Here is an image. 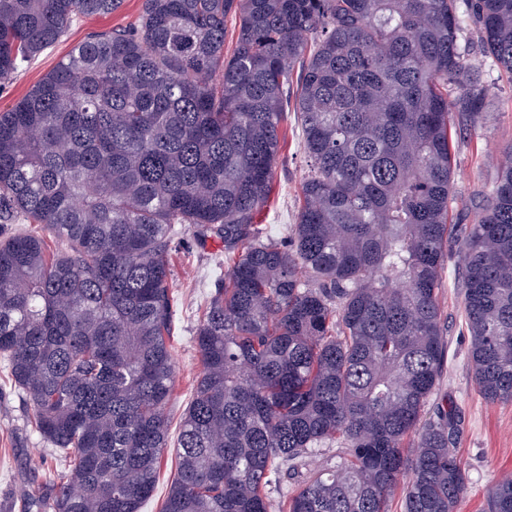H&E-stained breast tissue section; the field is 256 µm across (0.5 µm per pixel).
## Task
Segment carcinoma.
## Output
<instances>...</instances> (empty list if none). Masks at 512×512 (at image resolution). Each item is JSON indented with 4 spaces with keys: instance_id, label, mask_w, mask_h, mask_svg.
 Returning <instances> with one entry per match:
<instances>
[{
    "instance_id": "cac0c4a2",
    "label": "carcinoma",
    "mask_w": 512,
    "mask_h": 512,
    "mask_svg": "<svg viewBox=\"0 0 512 512\" xmlns=\"http://www.w3.org/2000/svg\"><path fill=\"white\" fill-rule=\"evenodd\" d=\"M123 0H0V78ZM239 21L224 55V21ZM512 74V0H143L136 30L75 45L0 113V359L60 453L28 491L49 512H143L169 446L177 225L228 264L195 328L202 364L159 512H271L327 445L336 465L282 512H455L438 300L454 114L491 89L459 40ZM311 169L288 240L267 206L288 100ZM474 383L512 403V149L461 255ZM488 512H512V479Z\"/></svg>"
}]
</instances>
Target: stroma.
Instances as JSON below:
<instances>
[{"instance_id":"1","label":"stroma","mask_w":512,"mask_h":512,"mask_svg":"<svg viewBox=\"0 0 512 512\" xmlns=\"http://www.w3.org/2000/svg\"><path fill=\"white\" fill-rule=\"evenodd\" d=\"M142 0H124L115 13L103 17L74 18L62 38L10 77L0 80V112L11 109L80 41L94 33L137 26ZM460 45L492 86L485 125L459 124L455 135V201L452 217L460 226L472 223L477 204L490 194L501 153L512 147V75L481 54L471 34ZM281 130L284 136L274 187L269 203L259 216L268 234L283 240L295 223L300 188L307 174V158L301 147L300 120L286 109ZM172 254L175 305L170 345L176 362L170 401L172 419H179L189 405L201 374L195 345V325L203 312L214 282L225 271L224 246L220 241H197L190 232H179ZM461 246L453 244L439 290L448 359L436 389V398H447L460 411L459 453L467 465L468 483L456 512H484L489 490L512 477V403H491L479 393L467 355L470 336L464 312L459 275ZM32 410L22 393L0 367V512H26L24 491L42 480L33 460L54 462L57 452L37 436L31 424Z\"/></svg>"}]
</instances>
